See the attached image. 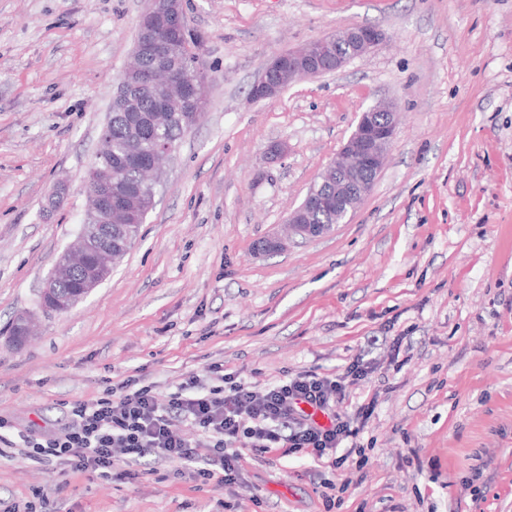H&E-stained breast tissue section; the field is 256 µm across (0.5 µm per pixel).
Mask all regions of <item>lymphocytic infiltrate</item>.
<instances>
[{
  "mask_svg": "<svg viewBox=\"0 0 512 512\" xmlns=\"http://www.w3.org/2000/svg\"><path fill=\"white\" fill-rule=\"evenodd\" d=\"M371 371L357 359L339 375L301 371L260 385L213 362L165 395L133 374L93 400L67 402L68 421L51 434L21 431L10 438L4 433L9 423L0 418V444L20 448L33 462L104 480L118 465L123 477L138 478L142 458L152 454L221 487L240 482L247 456L306 457L338 471L337 479L321 484L325 512H334L353 483L348 461L377 400L363 399L349 414L336 406ZM184 427L193 437L181 435Z\"/></svg>",
  "mask_w": 512,
  "mask_h": 512,
  "instance_id": "1",
  "label": "lymphocytic infiltrate"
}]
</instances>
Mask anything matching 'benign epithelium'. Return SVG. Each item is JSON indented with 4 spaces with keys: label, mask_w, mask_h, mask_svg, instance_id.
Here are the masks:
<instances>
[{
    "label": "benign epithelium",
    "mask_w": 512,
    "mask_h": 512,
    "mask_svg": "<svg viewBox=\"0 0 512 512\" xmlns=\"http://www.w3.org/2000/svg\"><path fill=\"white\" fill-rule=\"evenodd\" d=\"M145 2L137 22L132 65L120 75L112 99V104L120 110L125 109L137 88L156 85L159 67H148L146 62L154 56L160 35L188 36L182 0ZM381 40L379 30L358 26L315 39L298 51L275 55L264 65L250 98L258 102L276 97L282 90L281 79L285 74L292 83L338 71L349 61L367 54ZM159 90L176 102L189 94L184 84L174 81L163 84ZM207 90L208 84H199L195 93L189 94L194 111L204 110ZM397 128L398 109L391 101H379L361 112L355 130L336 159L320 172L300 206L289 213L286 220L289 231L302 238L324 235L330 230L328 225L311 223L314 214L324 211H336L337 223H343L372 191ZM173 151L171 144L161 141L149 156L141 157L134 152L129 159L154 168ZM86 189L89 208L97 221L81 225L73 243L59 257L55 274L47 278L41 291V307L46 312L68 311L97 288L112 272L114 253L124 246L122 241H112L113 220L125 217L117 201L112 199V173L90 170ZM71 273L79 276L80 286L72 294L62 296L58 293L57 280Z\"/></svg>",
    "instance_id": "obj_1"
}]
</instances>
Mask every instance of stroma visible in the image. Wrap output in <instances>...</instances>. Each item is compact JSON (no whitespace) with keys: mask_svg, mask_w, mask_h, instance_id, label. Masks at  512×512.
I'll return each instance as SVG.
<instances>
[{"mask_svg":"<svg viewBox=\"0 0 512 512\" xmlns=\"http://www.w3.org/2000/svg\"><path fill=\"white\" fill-rule=\"evenodd\" d=\"M185 2L206 109L111 276L48 315L41 290L84 222L145 2L0 0V416L58 427L63 402L137 369L171 392L212 362L266 384L361 358L374 370L355 397L377 410L338 512H512V0ZM353 26L384 39L251 101L272 56ZM381 98L398 132L348 223L259 251ZM22 314L37 329L20 344ZM413 449L424 470L404 463ZM477 468L475 505L460 483ZM316 487L305 459H252L241 485L200 488L151 456L132 481L0 457V512L37 492L43 512H323Z\"/></svg>","mask_w":512,"mask_h":512,"instance_id":"1","label":"stroma"}]
</instances>
